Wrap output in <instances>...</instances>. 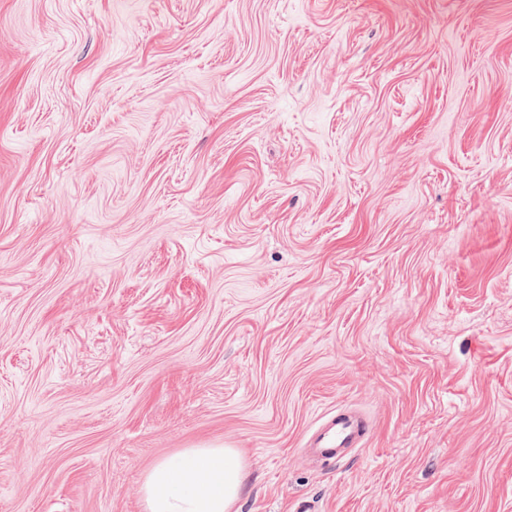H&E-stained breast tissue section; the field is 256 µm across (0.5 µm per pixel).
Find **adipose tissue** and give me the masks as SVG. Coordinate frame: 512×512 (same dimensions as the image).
<instances>
[{"instance_id":"adipose-tissue-1","label":"adipose tissue","mask_w":512,"mask_h":512,"mask_svg":"<svg viewBox=\"0 0 512 512\" xmlns=\"http://www.w3.org/2000/svg\"><path fill=\"white\" fill-rule=\"evenodd\" d=\"M245 477L235 449H184L146 473V512H233Z\"/></svg>"}]
</instances>
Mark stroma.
<instances>
[{
    "instance_id": "stroma-1",
    "label": "stroma",
    "mask_w": 512,
    "mask_h": 512,
    "mask_svg": "<svg viewBox=\"0 0 512 512\" xmlns=\"http://www.w3.org/2000/svg\"><path fill=\"white\" fill-rule=\"evenodd\" d=\"M210 446L234 512H512V0H0V512ZM369 429L368 420L359 412L337 407L324 417L310 438L320 453L321 463L344 459L345 448H358Z\"/></svg>"
}]
</instances>
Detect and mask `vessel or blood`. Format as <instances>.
I'll return each instance as SVG.
<instances>
[{
	"label": "vessel or blood",
	"mask_w": 512,
	"mask_h": 512,
	"mask_svg": "<svg viewBox=\"0 0 512 512\" xmlns=\"http://www.w3.org/2000/svg\"><path fill=\"white\" fill-rule=\"evenodd\" d=\"M369 429L368 420L359 412L339 407L324 417L311 437L324 463L338 462L349 448L359 447Z\"/></svg>",
	"instance_id": "obj_1"
}]
</instances>
